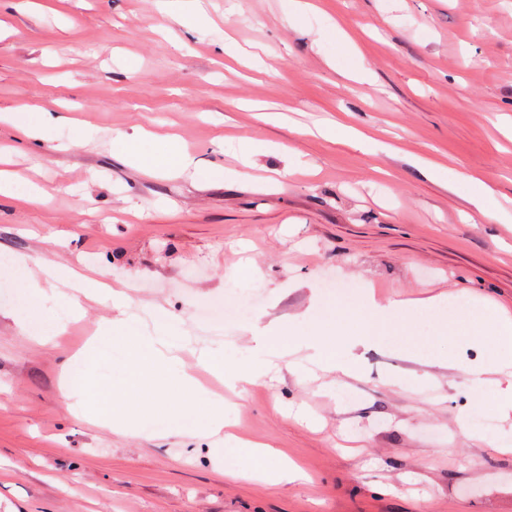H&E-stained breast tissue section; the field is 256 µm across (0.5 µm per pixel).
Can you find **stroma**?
Segmentation results:
<instances>
[{
	"label": "stroma",
	"instance_id": "stroma-1",
	"mask_svg": "<svg viewBox=\"0 0 512 512\" xmlns=\"http://www.w3.org/2000/svg\"><path fill=\"white\" fill-rule=\"evenodd\" d=\"M158 0H0V512H512V413L495 387L459 384L407 352L409 337L456 360H492L490 305L512 312V0H201L180 24ZM69 116L19 141L4 114ZM344 121L360 147L319 127ZM177 135L194 172L140 167L112 149L140 129ZM479 175L499 221L480 216ZM45 192L49 200L31 203ZM47 258L122 289L73 314L59 285L24 291L14 260ZM359 282L382 312L322 311L329 285ZM257 297L276 348L314 329L360 332L351 375L279 370L246 392L204 378L236 435L299 466L271 482L235 451L189 436L201 421L151 415L117 433L85 418L61 370L104 328L150 327L160 306L200 351L250 355L249 324L204 310L228 289ZM29 301L39 343L11 316ZM456 323L457 333L442 330ZM479 407H471L472 396ZM470 414L469 433L456 416ZM431 175L433 178L448 181V178L455 180H463L475 184L476 190L472 195L471 203L477 212L484 216L494 218V214L487 207V200L493 194L492 187L480 180L477 177L470 175L467 172H443L438 168H431Z\"/></svg>",
	"mask_w": 512,
	"mask_h": 512
}]
</instances>
